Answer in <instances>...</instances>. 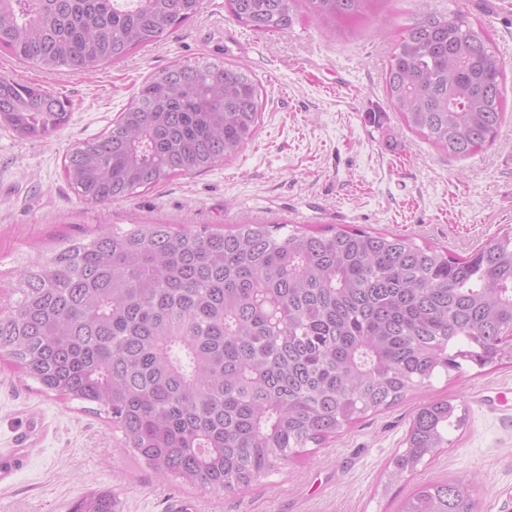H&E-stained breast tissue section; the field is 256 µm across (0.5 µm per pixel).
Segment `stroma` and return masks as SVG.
Listing matches in <instances>:
<instances>
[{
  "instance_id": "1",
  "label": "stroma",
  "mask_w": 512,
  "mask_h": 512,
  "mask_svg": "<svg viewBox=\"0 0 512 512\" xmlns=\"http://www.w3.org/2000/svg\"><path fill=\"white\" fill-rule=\"evenodd\" d=\"M484 14L504 65L505 118L493 144L463 159L403 129L383 90L384 71L416 0H377L369 20L336 37L302 21L287 34L235 21L224 0H200L195 17L160 41L93 74L58 75L0 56V73L40 84L70 102L68 123L44 139L0 127V270L37 245L94 224L299 223L357 227L428 241L467 255L512 227V0H467ZM226 57L263 91L255 140L237 159L162 181L106 205L70 189L66 153L102 133L145 78L176 61ZM381 113L380 122L368 119ZM454 399L463 429L414 476L388 483L415 411ZM27 443L26 466L0 484V512H72L111 493L116 512H166L171 498L196 512H398L418 485L472 482L477 512H512V365L439 376L431 387L365 418L246 491L217 493L156 477L119 448L95 410L38 392L0 363V451Z\"/></svg>"
}]
</instances>
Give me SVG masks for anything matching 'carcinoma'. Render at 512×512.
<instances>
[{"mask_svg": "<svg viewBox=\"0 0 512 512\" xmlns=\"http://www.w3.org/2000/svg\"><path fill=\"white\" fill-rule=\"evenodd\" d=\"M305 3L340 33L375 0H225L286 34ZM200 0H0V55L91 74L189 22ZM504 68L488 27L434 0L402 27L385 95L406 128L451 157L493 142ZM242 64L201 57L152 72L101 135L64 159L93 204L237 157L261 119ZM70 118L49 89L0 74V126L45 138ZM40 391L96 406L119 447L162 479L239 492L368 414L463 364L512 361V230L466 256L394 233L312 224L100 225L26 258L0 284V356ZM447 399L413 415L389 481L448 447ZM72 512H114L94 494ZM399 512H474L473 486L424 483Z\"/></svg>", "mask_w": 512, "mask_h": 512, "instance_id": "carcinoma-1", "label": "carcinoma"}]
</instances>
